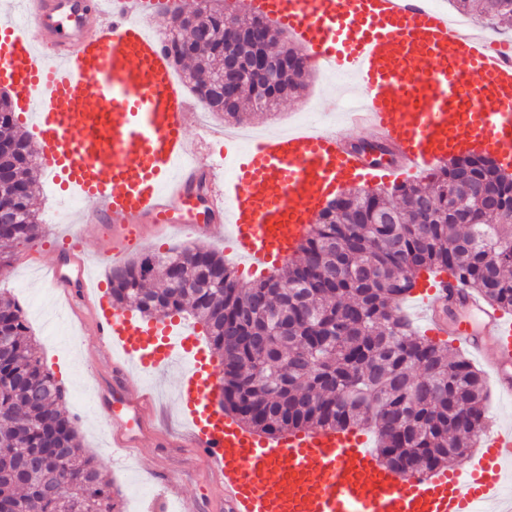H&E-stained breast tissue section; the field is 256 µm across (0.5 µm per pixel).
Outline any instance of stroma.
<instances>
[{
	"mask_svg": "<svg viewBox=\"0 0 512 512\" xmlns=\"http://www.w3.org/2000/svg\"><path fill=\"white\" fill-rule=\"evenodd\" d=\"M343 78L333 73L310 70L300 95L282 101L273 111L247 119V127L276 131L302 123L333 124L331 100L337 97ZM65 225L47 223L40 237L0 257V294L19 304L33 303L54 308L58 297L41 281V273L63 248ZM33 339L46 369L67 392L66 408L78 419L81 445L100 463L103 473L118 489L124 512H156L167 505L177 512L182 500L192 501L195 512H224V487L196 454L179 438L187 424L172 395L171 379L136 375L137 385L158 395L154 427L158 439L146 440L140 448L127 451L112 445V428L97 407L99 392L112 377V360L103 354L91 321L66 313L63 332L46 335L43 320L28 316ZM177 471L180 483L169 487L167 470Z\"/></svg>",
	"mask_w": 512,
	"mask_h": 512,
	"instance_id": "1",
	"label": "stroma"
}]
</instances>
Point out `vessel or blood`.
Returning <instances> with one entry per match:
<instances>
[{"label":"vessel or blood","instance_id":"obj_1","mask_svg":"<svg viewBox=\"0 0 512 512\" xmlns=\"http://www.w3.org/2000/svg\"><path fill=\"white\" fill-rule=\"evenodd\" d=\"M181 0H14L0 9V86L36 133L39 165L85 206L69 224H103L97 254L120 262L146 225L197 240L223 232L249 271L286 258L322 202L340 188L411 181L450 152L475 150L512 166V47L448 23V0H240L291 31L310 60L344 72L359 90L347 127L370 129L399 162L349 153L335 128L274 131L247 149L207 130L190 135L198 106L184 92L156 35ZM481 78L471 85L470 73ZM70 306L87 307L114 366L112 440L135 447L151 430L153 394L132 371L156 375L175 361L192 447L224 482L227 512H512V425L499 426L465 470L401 480L358 430H296L266 437L214 402L220 388L189 328L142 322L105 307L90 270L70 249L48 268ZM429 336L474 355L497 392L512 398V314L485 305L458 281L413 293Z\"/></svg>","mask_w":512,"mask_h":512}]
</instances>
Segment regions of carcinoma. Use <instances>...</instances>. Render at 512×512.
Masks as SVG:
<instances>
[{"instance_id":"obj_1","label":"carcinoma","mask_w":512,"mask_h":512,"mask_svg":"<svg viewBox=\"0 0 512 512\" xmlns=\"http://www.w3.org/2000/svg\"><path fill=\"white\" fill-rule=\"evenodd\" d=\"M492 28H512V0H449ZM220 8L205 35L172 28L174 69L187 61L191 89L209 112L240 122L241 105L265 111L296 96L299 52L277 43L269 21L234 16L288 59L272 87L244 85L224 111L207 82L224 66ZM0 201L17 223L0 231V256L39 237L30 138L0 95ZM486 187L497 210L480 206ZM512 175L494 160L451 157L425 182L389 190L354 188L320 212L287 259L284 275L243 282L218 252L198 246L146 254L110 268L112 306L145 320L189 312L221 357L222 409L267 436L289 430H347L365 424L376 453L408 478L449 468L476 447L486 427L483 374L461 353L415 331L400 304L425 271L460 279L487 304L512 312ZM66 391L44 367L15 300L0 296V508L4 512H122L120 494L81 448L64 408Z\"/></svg>"}]
</instances>
